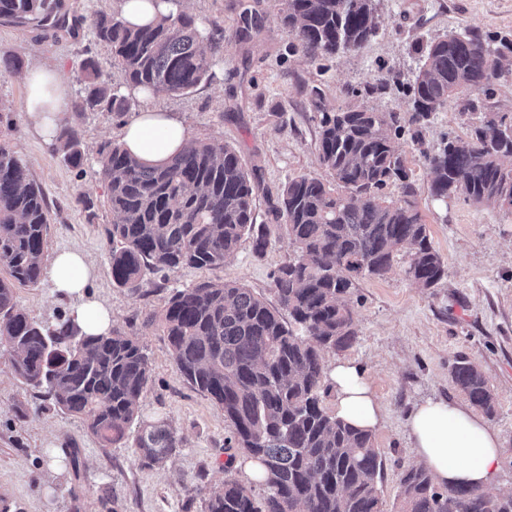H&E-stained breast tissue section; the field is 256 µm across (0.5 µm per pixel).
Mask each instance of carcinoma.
Listing matches in <instances>:
<instances>
[{"label":"carcinoma","mask_w":512,"mask_h":512,"mask_svg":"<svg viewBox=\"0 0 512 512\" xmlns=\"http://www.w3.org/2000/svg\"><path fill=\"white\" fill-rule=\"evenodd\" d=\"M175 10L156 23L131 27L104 12L89 18L95 39L111 47L122 86L183 95L216 79L224 35ZM52 0H0V19L40 20L53 27ZM283 23L312 60L356 51L378 30L372 0H281ZM503 51L479 32L428 44L413 85L412 141L423 145L433 114L464 89L490 95L512 75ZM79 112H106L124 122L132 95L101 79L93 58L82 62ZM392 112L348 109L318 113L319 157L333 184L300 175L282 188L275 207L295 247L273 273L278 306L236 282L202 281L178 289L159 316L180 375L224 411L236 447L263 469L264 494L255 497L235 480L213 488L205 512H383V463L372 434L353 428L322 406L324 354L351 347L357 336L348 295L356 280L383 276L396 254L408 250L405 276L435 288L447 276L432 246L395 143L401 129ZM57 150L82 165L81 134L61 132ZM440 200L458 194L484 206H512V116L487 113L470 137L449 138L422 151ZM99 175L112 223L104 227L113 281L137 290L149 275L224 265L242 238L261 255L269 230L256 224L258 181L237 151L194 139L161 166H147L121 144L99 149ZM400 183V195L381 191ZM50 212L27 161L0 143V348L13 356L16 376L44 391L45 400L82 418L109 448L138 418L150 364L136 340L117 332L87 336L68 321L45 331L14 301V288L38 283L47 253ZM289 320H284L282 311ZM455 387L487 416L495 397L481 370L464 357L451 368ZM182 441L164 419L139 422L136 454L147 465L164 463ZM397 512H512V495L442 488L422 467L401 478Z\"/></svg>","instance_id":"obj_1"}]
</instances>
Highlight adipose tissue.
Returning a JSON list of instances; mask_svg holds the SVG:
<instances>
[{
    "label": "adipose tissue",
    "instance_id": "ef3b65f1",
    "mask_svg": "<svg viewBox=\"0 0 512 512\" xmlns=\"http://www.w3.org/2000/svg\"><path fill=\"white\" fill-rule=\"evenodd\" d=\"M26 119L46 144H55L64 123L70 87L52 64L24 75ZM192 139L190 130L173 115L146 108L123 128L121 143L134 156L159 164L178 153ZM47 274L59 294L72 298L67 318L88 335L108 333L109 309L90 295L96 276L84 256L58 250L47 259ZM329 378L336 392V416L367 432L383 421V410L364 370L349 360L336 361ZM406 426L418 463L441 486L491 487L497 477L501 441L497 429L467 404L445 399L416 404Z\"/></svg>",
    "mask_w": 512,
    "mask_h": 512
}]
</instances>
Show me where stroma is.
<instances>
[{
  "mask_svg": "<svg viewBox=\"0 0 512 512\" xmlns=\"http://www.w3.org/2000/svg\"><path fill=\"white\" fill-rule=\"evenodd\" d=\"M187 11L224 31V61L217 81L190 93H160L153 108L172 113L194 137L233 147L260 184L257 223L271 227L264 255L245 238L223 266L185 267L152 279L136 291L112 280L110 247L103 234L112 214L103 205L98 150L119 140L122 127L104 112L69 111L67 122L81 134L84 165H68L61 153L30 130L25 116L22 71L48 61L60 65L71 91L81 87V63L93 56L103 78L122 83L109 46L89 28L68 29L0 22V55L20 61L0 76V141L23 157L42 186L50 210L48 248L81 251L94 266L93 292L108 306L112 328L133 337L146 351L151 377L140 400L139 417L166 418L182 438L165 466L141 465L131 444L101 447L80 417L42 406L37 390L19 381L9 352L0 349V512H103L112 497L126 512H204L212 487L232 479L262 494L264 487L246 469V454L230 446L222 409L191 388L177 371L158 316L174 290L201 280L237 282L275 302L272 274L295 247L276 227L273 208L288 179L309 175L331 182L319 160L317 108L330 112L361 106L412 113L410 88L419 72L421 50L430 42L469 29L512 46V0H373L379 30L360 50L314 61L296 48L283 25L276 0H184ZM255 10L260 25L240 34V15ZM474 113H465L467 103ZM512 115V77L492 97L458 94L437 112L424 131L427 146L449 137H467L479 113ZM407 155L417 202L447 275L439 287L423 290L406 278V252L391 272L360 278L350 301L357 336L349 349L325 353L363 367L383 408L373 434L384 463V512H396L402 474L415 464L406 417L414 404L459 399L449 366L463 356L478 364L496 396L491 419L502 439L495 493L512 494V208L487 207L458 196L441 202L430 193L432 174L409 133L398 139ZM90 198L93 211L81 200ZM15 303L44 328L55 329L69 302L48 279L15 289Z\"/></svg>",
  "mask_w": 512,
  "mask_h": 512,
  "instance_id": "35a3bbf8",
  "label": "stroma"
}]
</instances>
